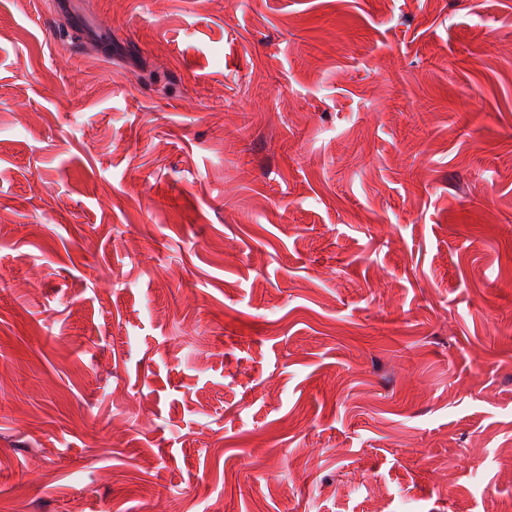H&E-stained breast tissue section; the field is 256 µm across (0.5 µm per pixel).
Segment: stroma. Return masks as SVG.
<instances>
[{
	"label": "stroma",
	"mask_w": 512,
	"mask_h": 512,
	"mask_svg": "<svg viewBox=\"0 0 512 512\" xmlns=\"http://www.w3.org/2000/svg\"><path fill=\"white\" fill-rule=\"evenodd\" d=\"M0 0V512H512V0ZM55 3L57 11L71 17L85 32L88 40H94L98 36V16L86 7L83 0H59Z\"/></svg>",
	"instance_id": "1"
}]
</instances>
